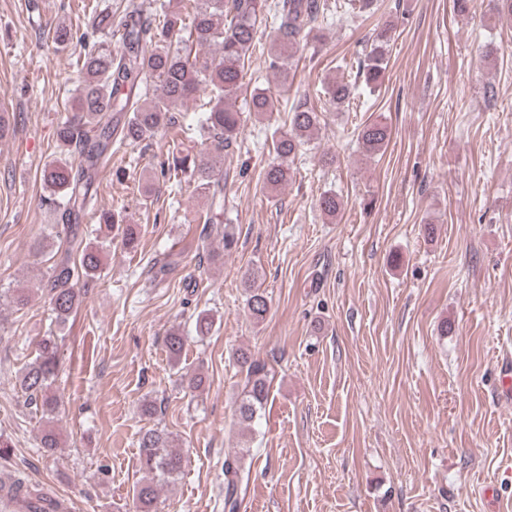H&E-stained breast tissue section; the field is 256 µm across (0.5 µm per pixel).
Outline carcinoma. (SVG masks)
Masks as SVG:
<instances>
[{"instance_id":"1","label":"carcinoma","mask_w":512,"mask_h":512,"mask_svg":"<svg viewBox=\"0 0 512 512\" xmlns=\"http://www.w3.org/2000/svg\"><path fill=\"white\" fill-rule=\"evenodd\" d=\"M377 0H353L336 3L328 0H181L176 10L163 9L159 23L144 12L135 0H125L122 9L112 4L92 7L90 31L84 33V52L79 60L80 80L75 89L72 115L56 129L57 155L42 171V182L48 191L49 216L53 223L72 225L87 211L95 190L91 171L112 145H135L166 131L172 140L190 126L175 116V109L195 97V111L202 115L196 127L210 142L200 155L172 156V170L190 172L206 198L208 211L203 223L217 225L222 236L223 251H212L208 261L218 263L223 253L231 251L237 238L233 226L224 223V183L214 178L217 159L224 150L237 143L242 113L231 104L244 87L245 62L257 45L261 18L273 14L275 26L268 35L265 62L280 80L288 79L291 59L301 44L318 38L321 27L333 23H349L374 12ZM120 35L117 47L107 36ZM391 28L384 26L376 33L369 50L356 61L354 77L329 78L317 91L324 105L339 111L350 106L358 94L359 84L370 91L381 86L388 65ZM277 94L256 88L251 94L250 111L263 116L279 111ZM320 124L314 107L298 105L289 111L287 130L274 131L272 143L277 162L265 171V188L275 191L288 184L289 162L300 148L309 143ZM390 140L386 123L376 120L360 128L359 149L366 156L383 153ZM320 210L334 217L341 202L336 193L326 191L319 198ZM78 254L77 264L64 261L48 280L47 296L56 320L65 322L79 303V282L93 280L102 263V247L83 241L70 243ZM248 315L256 322L269 310V300L260 283V275L251 270L244 274ZM170 359L177 363L185 347V337L172 330L165 340ZM236 362L243 376L233 402L234 417L240 429L251 430L270 396L271 380L266 364L245 351L237 352ZM59 372L57 342L46 338L39 344L34 359L19 377L21 390L30 404L45 419L41 447L50 452L60 447V435L50 423L59 410L55 383ZM172 434L161 428H148L139 438L140 470L146 474L134 489L139 512H156L160 491L175 485L184 473V456L175 450ZM249 447L240 445L239 452L224 458V508L236 512L239 495L249 482V473L241 463ZM12 499L28 502L41 497L21 478L3 489Z\"/></svg>"}]
</instances>
